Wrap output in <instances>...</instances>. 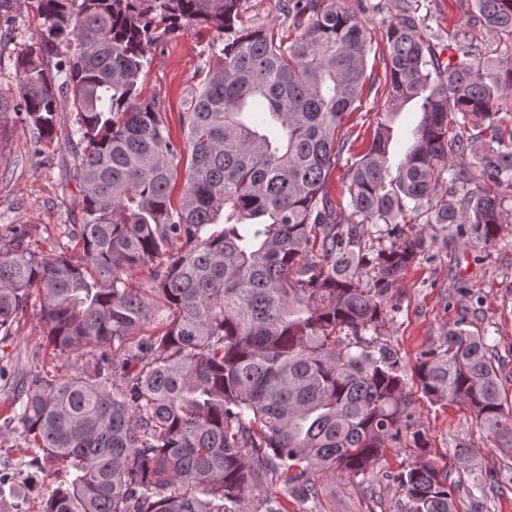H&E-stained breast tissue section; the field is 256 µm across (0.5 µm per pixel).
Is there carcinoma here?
Wrapping results in <instances>:
<instances>
[{"label": "carcinoma", "mask_w": 512, "mask_h": 512, "mask_svg": "<svg viewBox=\"0 0 512 512\" xmlns=\"http://www.w3.org/2000/svg\"><path fill=\"white\" fill-rule=\"evenodd\" d=\"M243 2L30 0L42 30L15 57L18 98L0 100V129L13 113L38 153L66 100L81 149L74 248L42 254L24 224L0 234V335L39 307L65 368L51 375L33 353L3 421L56 476L37 512H249V494L274 483L321 512L316 473L365 478L387 450L411 447L421 461L392 475L401 512H457V484L426 458L413 390L467 405L511 452L492 346L462 317L408 380L373 334L424 251L404 236L408 220L431 215L485 245L505 224L496 187H512V128L496 107L512 62L490 64L466 29L512 34V0H468L453 46L423 39L417 0H392L389 112L413 101L421 119L398 160L389 121L376 122L346 172L345 220L327 180L380 4L279 0L285 28L246 25ZM198 24L218 32L217 64L176 140L139 79L161 33ZM374 235L400 242L374 247Z\"/></svg>", "instance_id": "obj_1"}]
</instances>
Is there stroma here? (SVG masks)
<instances>
[{"mask_svg":"<svg viewBox=\"0 0 512 512\" xmlns=\"http://www.w3.org/2000/svg\"><path fill=\"white\" fill-rule=\"evenodd\" d=\"M383 10L371 18L373 48L367 60L369 78L361 103L343 120L339 135L347 147L328 178L331 197L338 208L348 206L344 174L348 163L368 145L374 124L388 106L385 47L379 32L394 10L381 0ZM466 0H418L422 34L453 32L465 20ZM41 20L25 0H12L0 10V97L14 99L19 78L14 57L39 36ZM215 28L199 25L188 31L167 33L152 46L151 64L140 77L144 96L158 101L173 136L181 134V114L189 92L202 81L214 62L210 47ZM76 114L62 105L53 142L34 153L33 132L18 119H10L0 141V231L9 224L31 227V243L43 253L68 243V232L81 218L80 187L75 178L78 149L68 135ZM405 233L421 236L425 255L402 275L394 292V311L388 312L379 329L380 344L396 351L404 370H412L417 358L439 345L452 323L467 316L472 331L485 335L493 347L508 398L512 399V223L507 224L496 245L458 238L447 225L428 218L405 225ZM41 326L36 308H28L14 326L11 337L0 343V366L23 369L34 349H41ZM42 351L46 370L58 365L50 350ZM415 416L430 442V458L451 467L463 481L458 512H474L467 492L474 482L486 484L483 512H512V453L492 447L476 428L466 405L430 404L415 395ZM469 446L471 457L457 463L456 445ZM408 449L393 448L375 465L370 481L320 472L315 480L321 489L322 512H399L402 495L390 479L410 463ZM0 473L13 476L20 491L8 512H27L44 490L42 472L33 453H22L14 436H0Z\"/></svg>","mask_w":512,"mask_h":512,"instance_id":"stroma-1","label":"stroma"}]
</instances>
